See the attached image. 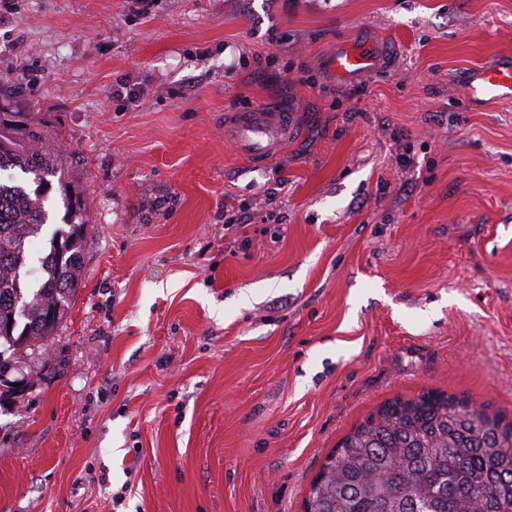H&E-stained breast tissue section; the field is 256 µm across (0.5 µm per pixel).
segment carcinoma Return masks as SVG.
<instances>
[{"instance_id": "1", "label": "carcinoma", "mask_w": 512, "mask_h": 512, "mask_svg": "<svg viewBox=\"0 0 512 512\" xmlns=\"http://www.w3.org/2000/svg\"><path fill=\"white\" fill-rule=\"evenodd\" d=\"M67 149L42 124L0 104V384L6 354L50 335L80 281L83 190L61 183L63 226L31 266L52 179ZM305 512H512V421L484 403L435 391L384 402L346 435L313 479Z\"/></svg>"}]
</instances>
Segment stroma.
<instances>
[{"mask_svg":"<svg viewBox=\"0 0 512 512\" xmlns=\"http://www.w3.org/2000/svg\"><path fill=\"white\" fill-rule=\"evenodd\" d=\"M500 55L512 0H0V99L87 221L0 400V512H304L385 401L512 420V100L464 91ZM257 109L294 116L259 161L224 140ZM374 63V59L368 52L340 47L331 59L330 67L337 74L351 75Z\"/></svg>","mask_w":512,"mask_h":512,"instance_id":"stroma-1","label":"stroma"}]
</instances>
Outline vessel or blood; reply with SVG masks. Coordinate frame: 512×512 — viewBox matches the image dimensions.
<instances>
[{
  "instance_id": "1",
  "label": "vessel or blood",
  "mask_w": 512,
  "mask_h": 512,
  "mask_svg": "<svg viewBox=\"0 0 512 512\" xmlns=\"http://www.w3.org/2000/svg\"><path fill=\"white\" fill-rule=\"evenodd\" d=\"M374 62L371 54L338 48L330 62L336 73L350 75ZM469 98L482 101L512 99V62L495 59L472 68L466 84ZM292 131L288 112L255 111L241 115L238 121L225 127L224 137L237 150L252 157H261L285 143Z\"/></svg>"
}]
</instances>
